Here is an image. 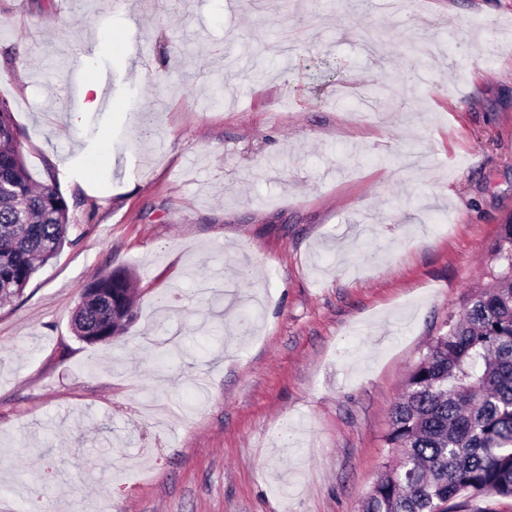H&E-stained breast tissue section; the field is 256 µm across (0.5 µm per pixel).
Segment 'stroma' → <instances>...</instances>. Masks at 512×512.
<instances>
[{"mask_svg": "<svg viewBox=\"0 0 512 512\" xmlns=\"http://www.w3.org/2000/svg\"><path fill=\"white\" fill-rule=\"evenodd\" d=\"M112 2L0 0V97L72 224L0 307V512H359L512 222V0ZM119 267L136 321L80 341ZM120 290L126 301V313L121 317L113 314L123 312V305L117 306L112 301V290ZM135 295L131 274L124 268L111 269L101 274L95 281L84 288L80 302L72 319L75 335L88 344H114L122 326L131 323L135 317ZM88 336H97L89 341Z\"/></svg>", "mask_w": 512, "mask_h": 512, "instance_id": "stroma-1", "label": "stroma"}]
</instances>
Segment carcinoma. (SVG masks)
I'll return each instance as SVG.
<instances>
[{"instance_id": "obj_1", "label": "carcinoma", "mask_w": 512, "mask_h": 512, "mask_svg": "<svg viewBox=\"0 0 512 512\" xmlns=\"http://www.w3.org/2000/svg\"><path fill=\"white\" fill-rule=\"evenodd\" d=\"M20 128L0 99V305L20 297L68 241L69 205L54 168L34 182ZM489 283L467 296L411 367L390 416V461L362 512H496L485 501L512 500V225L495 248ZM126 313L112 316V290ZM131 274H101L84 288L72 319L83 342L112 344L135 317ZM466 491L474 504L457 501Z\"/></svg>"}]
</instances>
